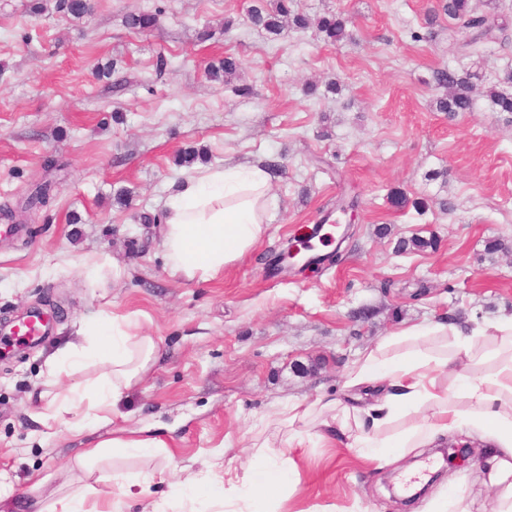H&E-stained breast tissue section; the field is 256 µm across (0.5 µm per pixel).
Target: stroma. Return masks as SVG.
Listing matches in <instances>:
<instances>
[{"label":"stroma","mask_w":512,"mask_h":512,"mask_svg":"<svg viewBox=\"0 0 512 512\" xmlns=\"http://www.w3.org/2000/svg\"><path fill=\"white\" fill-rule=\"evenodd\" d=\"M0 0V327L38 309L50 330L0 357V475L14 493L0 512H32L73 495L111 500L114 512H182L183 483L224 451L250 478V439L264 433L265 466L288 454L293 475L276 512H435L459 494L492 512L478 481L483 434L461 426L439 450L418 448L376 468L357 449L311 440L290 447L280 420L294 401L342 394L364 350L404 323L512 315V113L482 94L512 68V38L464 50V29L439 0H295L311 16H348V38L314 30L271 35L251 25L258 0H90L82 17L57 0ZM132 13L154 15L146 32ZM235 61L246 95L207 78ZM479 76L470 111H437L432 75ZM341 92L311 99L307 82ZM189 147L206 150L178 164ZM279 158L275 205L261 242L222 275L171 276L156 219L159 201L189 169ZM50 183L46 205L27 208ZM126 191L128 205L116 203ZM355 192L360 219L328 240L337 264L270 276L260 258L309 233L336 197ZM436 250L401 253L400 240ZM503 243L488 252L490 241ZM375 309L369 320L356 313ZM137 320L162 355L114 409L115 426L149 429L166 448L86 452L96 436L76 416L38 443L34 411L48 359L102 317ZM151 492L122 494L130 478Z\"/></svg>","instance_id":"1"}]
</instances>
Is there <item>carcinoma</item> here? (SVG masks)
I'll list each match as a JSON object with an SVG mask.
<instances>
[{"label": "carcinoma", "mask_w": 512, "mask_h": 512, "mask_svg": "<svg viewBox=\"0 0 512 512\" xmlns=\"http://www.w3.org/2000/svg\"><path fill=\"white\" fill-rule=\"evenodd\" d=\"M293 0H265L264 3L250 11L251 23L270 34L277 35L285 27L306 29L313 27L316 32L329 42H336L348 36V25L351 20L341 14L329 13L313 18L294 11ZM58 7L74 16H83L90 11L87 0H60ZM441 9L449 18L462 23L468 33V43L477 44L494 32L506 31L504 24L498 23V14L493 10L479 11L472 0H441ZM207 76L213 80H221L226 85H233L234 91L245 94L248 88L234 84L238 78L235 64L222 60L219 64L208 67ZM433 82L444 90V95L437 99L436 106L441 112L455 115L467 112L473 103L474 85L471 75L449 69H438L433 73ZM485 96L492 105L503 112H512V97L499 91L492 85L485 90Z\"/></svg>", "instance_id": "cac0c4a2"}]
</instances>
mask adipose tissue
Wrapping results in <instances>:
<instances>
[{"instance_id":"obj_1","label":"adipose tissue","mask_w":512,"mask_h":512,"mask_svg":"<svg viewBox=\"0 0 512 512\" xmlns=\"http://www.w3.org/2000/svg\"><path fill=\"white\" fill-rule=\"evenodd\" d=\"M273 204L269 174L259 166L227 165L173 183L161 203L171 275L207 281L222 274L262 239ZM159 355L156 340L139 335L129 318L106 319L85 332L83 343L59 349L48 368L75 382L37 412L42 439L54 436L53 420L66 413L85 411L94 427L111 423L114 407ZM444 373L453 375V386L440 383ZM345 386L371 391L373 402L289 404L290 440L314 435L381 463L467 425L492 436L493 509L512 512V316L466 328L441 321L401 327L354 362ZM316 415L323 421L313 430L308 423Z\"/></svg>"}]
</instances>
